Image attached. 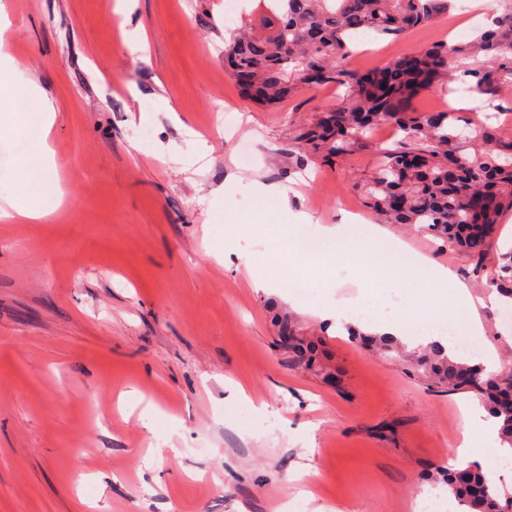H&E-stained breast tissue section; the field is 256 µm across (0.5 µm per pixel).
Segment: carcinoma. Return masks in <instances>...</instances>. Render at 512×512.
<instances>
[{
	"instance_id": "1",
	"label": "carcinoma",
	"mask_w": 512,
	"mask_h": 512,
	"mask_svg": "<svg viewBox=\"0 0 512 512\" xmlns=\"http://www.w3.org/2000/svg\"><path fill=\"white\" fill-rule=\"evenodd\" d=\"M267 9L279 23L265 35L240 34L224 50L231 76L253 100L274 105L294 87L337 86L346 96L336 107L303 125L296 139L304 154L326 162L370 143L371 130L390 124L401 134L391 147H375L378 161L365 184V201L382 224H418L442 239L448 251L473 266L475 276L512 299V249L496 264L486 259L500 218L512 212V139L484 126L463 145L457 113L419 112L411 99L423 90L445 89L454 81L448 56L473 61L463 70L483 103L500 108L512 87V0H498L503 11L471 41L435 43L420 54L374 69L351 68L352 31L367 28L397 38L431 23L456 7L457 0H276ZM278 332L288 335L289 363L325 371L320 339L300 332L294 317L277 312ZM350 335L382 357L402 358L406 370L439 392L461 394L480 404L499 425L502 442L512 447V369L487 372L480 361L448 355L439 342L405 350L394 336L370 335L354 324ZM427 480L441 484L466 512H512V492L501 488L477 464L435 470Z\"/></svg>"
}]
</instances>
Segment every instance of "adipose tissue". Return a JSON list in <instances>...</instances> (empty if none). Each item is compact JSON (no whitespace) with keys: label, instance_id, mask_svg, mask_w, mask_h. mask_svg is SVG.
I'll use <instances>...</instances> for the list:
<instances>
[{"label":"adipose tissue","instance_id":"ef3b65f1","mask_svg":"<svg viewBox=\"0 0 512 512\" xmlns=\"http://www.w3.org/2000/svg\"><path fill=\"white\" fill-rule=\"evenodd\" d=\"M9 95L14 100L26 102L27 109L6 115V125L0 127V137L24 129L33 131V150L41 164L35 167L28 158L17 159L16 196L7 208L0 209V218L13 223L40 221L53 214L64 199L56 172L55 150L50 142L55 115L42 110L36 89L15 87ZM316 239L318 248L300 253L299 261L332 269L344 264L350 250L357 249L372 256L368 269L381 280L403 266L429 271L449 288L447 296L436 303L437 312L444 315L451 309L465 310L468 313L465 330L474 335L480 333L481 323L473 312L474 302L466 286L455 279L448 267L412 252L400 241L387 240L376 225L370 224L357 231L348 224H328L320 227ZM489 451L500 459H512V448L502 445L499 440L495 419L486 417L479 405H470L463 411L461 443L455 453L449 454L448 467L454 470L465 463L481 460Z\"/></svg>","mask_w":512,"mask_h":512}]
</instances>
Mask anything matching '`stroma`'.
I'll use <instances>...</instances> for the list:
<instances>
[{"mask_svg":"<svg viewBox=\"0 0 512 512\" xmlns=\"http://www.w3.org/2000/svg\"><path fill=\"white\" fill-rule=\"evenodd\" d=\"M243 2L228 25L224 0H137L121 17L117 0H0L14 59L0 83L36 88L54 113L65 190L45 220L0 221V512H416L459 444L466 396L432 391L315 313L369 299L429 320L445 284L410 272L382 287L355 250L333 270L295 265L308 288L292 299L252 285L274 265L273 225L300 212L305 235L346 214L374 223L359 184L377 158L300 157L297 130L342 91L247 97L224 45L277 19ZM452 25L371 36L351 65L459 43ZM135 35L145 53L131 54ZM30 153L24 134L0 139V205ZM257 181L286 201L260 204ZM385 230L484 296L441 239ZM228 245L242 257L229 269L216 259ZM282 310L320 335L337 386L289 366ZM478 313L485 351L511 357L512 324Z\"/></svg>","mask_w":512,"mask_h":512,"instance_id":"1","label":"stroma"}]
</instances>
